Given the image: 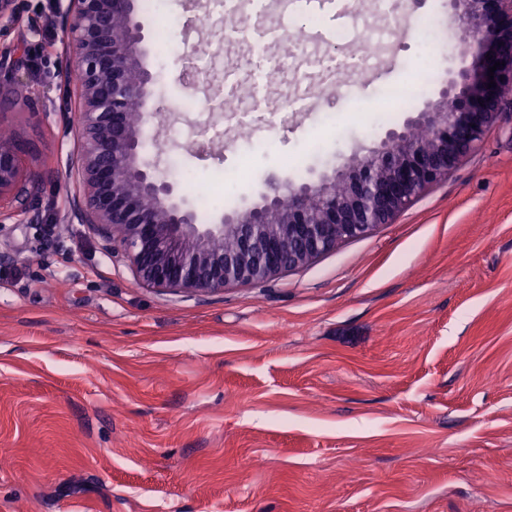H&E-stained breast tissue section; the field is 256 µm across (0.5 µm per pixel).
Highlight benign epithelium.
Returning a JSON list of instances; mask_svg holds the SVG:
<instances>
[{
    "mask_svg": "<svg viewBox=\"0 0 512 512\" xmlns=\"http://www.w3.org/2000/svg\"><path fill=\"white\" fill-rule=\"evenodd\" d=\"M450 37L470 66L448 78L440 100L411 121L429 129L416 137L391 130L382 145L341 156L332 176L295 185L272 182L263 202L197 224L172 201L174 185L141 153L154 116L155 76L146 64L136 0H66L56 7L62 33L61 115L78 124L70 214L98 236L102 249L158 291L206 296L232 283H260L308 265L339 243L390 224L428 187L440 182L482 142L512 91V0H448ZM18 0H0V102L32 76L18 52ZM502 66L489 77L495 62ZM495 82L489 88L487 84ZM22 147L0 137V223L42 222L39 177L26 173ZM344 191L336 194V184ZM288 195V206L281 197Z\"/></svg>",
    "mask_w": 512,
    "mask_h": 512,
    "instance_id": "1",
    "label": "benign epithelium"
}]
</instances>
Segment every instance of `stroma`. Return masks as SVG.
<instances>
[{
  "mask_svg": "<svg viewBox=\"0 0 512 512\" xmlns=\"http://www.w3.org/2000/svg\"><path fill=\"white\" fill-rule=\"evenodd\" d=\"M374 0L350 15L305 16L303 60L320 34L359 22L379 54L362 77L285 70L260 96L273 125L250 142L225 125L216 156L185 154L193 116L176 113L186 76L157 40L217 48L215 74L247 81L249 44H218L205 0L142 13L155 109L143 153L183 168L177 198L197 223L260 203L267 182L332 175L337 155L378 146L431 108L468 66L448 31H426L448 0ZM35 76L0 108V134L41 176L44 223L0 225V512H512V96L502 120L447 179L393 223L313 263L213 296L143 286L99 238L69 221L61 34L50 0H24ZM424 84L425 97L381 115L379 101ZM307 103L298 114L281 103ZM364 110L355 118L353 106ZM213 207L197 196L241 166Z\"/></svg>",
  "mask_w": 512,
  "mask_h": 512,
  "instance_id": "obj_1",
  "label": "stroma"
}]
</instances>
